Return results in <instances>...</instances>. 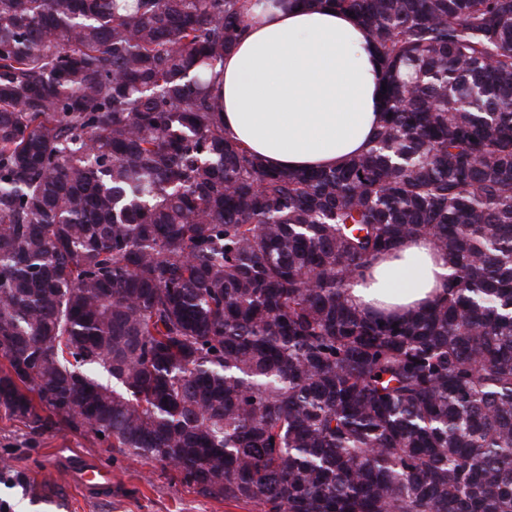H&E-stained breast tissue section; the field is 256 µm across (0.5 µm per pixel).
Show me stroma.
<instances>
[{
  "label": "stroma",
  "mask_w": 512,
  "mask_h": 512,
  "mask_svg": "<svg viewBox=\"0 0 512 512\" xmlns=\"http://www.w3.org/2000/svg\"><path fill=\"white\" fill-rule=\"evenodd\" d=\"M99 463L112 487L93 493L70 482L68 461ZM0 503L9 512H255L184 483L168 467L60 426L38 434L0 410Z\"/></svg>",
  "instance_id": "obj_1"
}]
</instances>
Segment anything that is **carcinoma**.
Returning a JSON list of instances; mask_svg holds the SVG:
<instances>
[{"instance_id":"cac0c4a2","label":"carcinoma","mask_w":512,"mask_h":512,"mask_svg":"<svg viewBox=\"0 0 512 512\" xmlns=\"http://www.w3.org/2000/svg\"><path fill=\"white\" fill-rule=\"evenodd\" d=\"M370 147L268 168L215 90L241 0H0V409L257 512H512V0H328ZM429 235L416 315L353 280Z\"/></svg>"}]
</instances>
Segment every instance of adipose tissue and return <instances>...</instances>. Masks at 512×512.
<instances>
[{
	"label": "adipose tissue",
	"instance_id": "1",
	"mask_svg": "<svg viewBox=\"0 0 512 512\" xmlns=\"http://www.w3.org/2000/svg\"><path fill=\"white\" fill-rule=\"evenodd\" d=\"M224 57V130L265 164L329 169L365 151L385 108L382 72L356 17L322 0H246ZM449 268L422 235L380 255L348 290L356 310L418 312L443 298Z\"/></svg>",
	"mask_w": 512,
	"mask_h": 512
}]
</instances>
